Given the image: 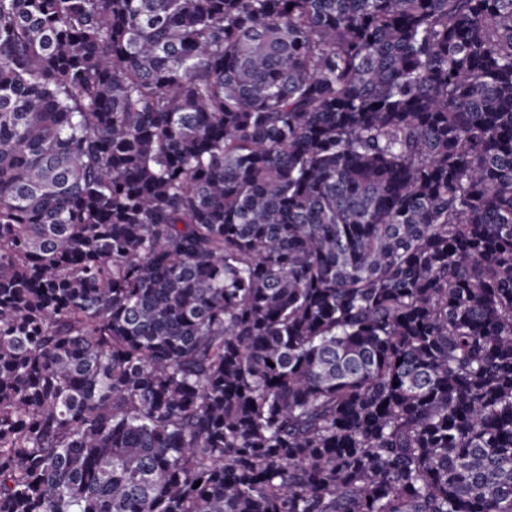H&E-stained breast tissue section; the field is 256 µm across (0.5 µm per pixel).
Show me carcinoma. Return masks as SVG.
I'll return each mask as SVG.
<instances>
[{"mask_svg":"<svg viewBox=\"0 0 512 512\" xmlns=\"http://www.w3.org/2000/svg\"><path fill=\"white\" fill-rule=\"evenodd\" d=\"M0 512H512V0H0Z\"/></svg>","mask_w":512,"mask_h":512,"instance_id":"1","label":"carcinoma"}]
</instances>
